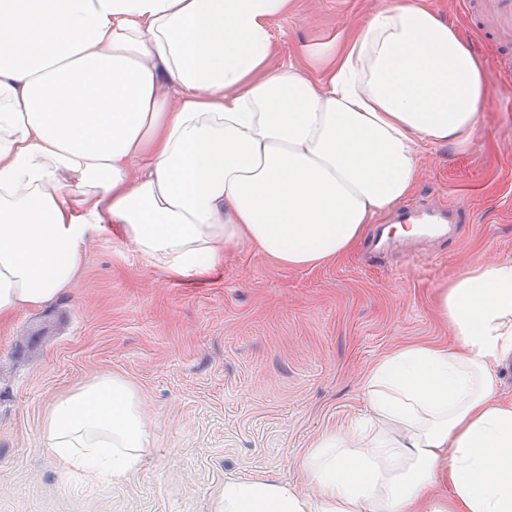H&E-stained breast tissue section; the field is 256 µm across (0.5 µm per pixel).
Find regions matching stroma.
<instances>
[{"instance_id":"stroma-1","label":"stroma","mask_w":512,"mask_h":512,"mask_svg":"<svg viewBox=\"0 0 512 512\" xmlns=\"http://www.w3.org/2000/svg\"><path fill=\"white\" fill-rule=\"evenodd\" d=\"M374 2L295 0L272 23L280 61ZM431 3L486 64V124L467 152L426 151L407 202H461L469 223L377 267L359 248L295 269L243 245L203 278L162 275L96 225L77 288L0 326V512H212L225 479L301 482L318 437L362 415L367 366L401 342H447L433 289L471 258L512 260V83L459 0ZM102 373L141 392L152 446L136 471L88 489L63 477L40 422Z\"/></svg>"}]
</instances>
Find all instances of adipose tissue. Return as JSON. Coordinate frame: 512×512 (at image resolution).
I'll return each instance as SVG.
<instances>
[{"label": "adipose tissue", "mask_w": 512, "mask_h": 512, "mask_svg": "<svg viewBox=\"0 0 512 512\" xmlns=\"http://www.w3.org/2000/svg\"><path fill=\"white\" fill-rule=\"evenodd\" d=\"M293 0H0V324L75 287L91 225L164 275L246 244L290 268L346 257L410 195L428 147L467 150L483 66L422 0L272 63ZM448 340L395 347L368 411L300 461L306 485L228 479L213 512H512V261L436 291ZM40 431L84 484L139 468L144 403L118 376L56 397Z\"/></svg>", "instance_id": "adipose-tissue-1"}]
</instances>
